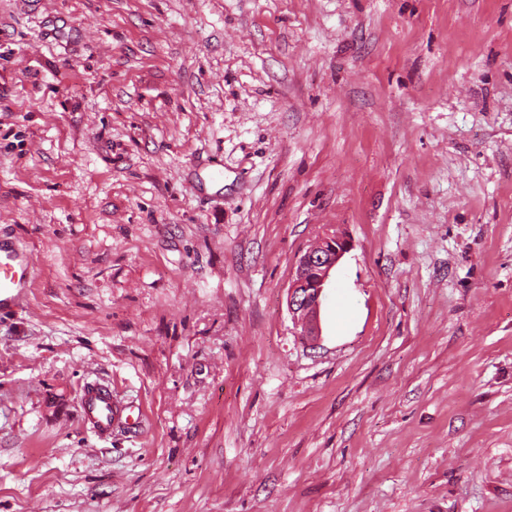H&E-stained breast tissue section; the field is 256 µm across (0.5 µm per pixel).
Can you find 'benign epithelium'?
Listing matches in <instances>:
<instances>
[{"label":"benign epithelium","instance_id":"obj_1","mask_svg":"<svg viewBox=\"0 0 512 512\" xmlns=\"http://www.w3.org/2000/svg\"><path fill=\"white\" fill-rule=\"evenodd\" d=\"M350 243L336 234H326L303 253L296 263L288 288V311L300 335L311 340L320 332V308L332 270L349 251Z\"/></svg>","mask_w":512,"mask_h":512}]
</instances>
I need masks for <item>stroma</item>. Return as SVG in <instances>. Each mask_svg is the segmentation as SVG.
Listing matches in <instances>:
<instances>
[{
  "mask_svg": "<svg viewBox=\"0 0 512 512\" xmlns=\"http://www.w3.org/2000/svg\"><path fill=\"white\" fill-rule=\"evenodd\" d=\"M0 238V512H512V0H0ZM350 243L336 234H325L296 263L288 288V311L300 336L315 340L320 332V308L332 270L349 251ZM33 269L30 255L21 252L13 242L0 239V309L14 306L30 288ZM82 420L99 437L112 434L119 425H130L129 407L112 397V391L99 383L88 384L80 399Z\"/></svg>",
  "mask_w": 512,
  "mask_h": 512,
  "instance_id": "obj_1",
  "label": "stroma"
}]
</instances>
